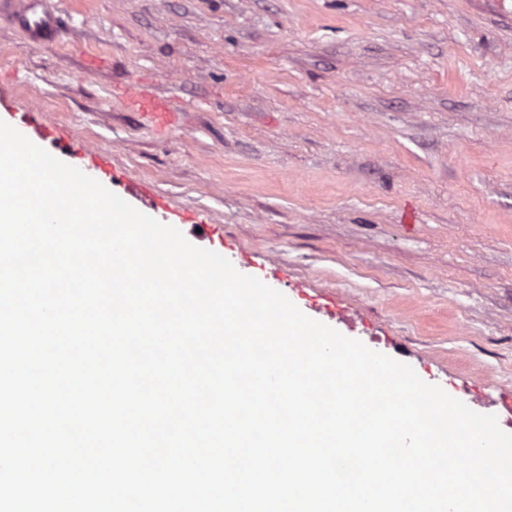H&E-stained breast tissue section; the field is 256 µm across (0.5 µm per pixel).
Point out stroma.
Wrapping results in <instances>:
<instances>
[{
  "label": "stroma",
  "instance_id": "obj_1",
  "mask_svg": "<svg viewBox=\"0 0 512 512\" xmlns=\"http://www.w3.org/2000/svg\"><path fill=\"white\" fill-rule=\"evenodd\" d=\"M0 96L302 313L472 410L512 397V0H69ZM138 82L171 98L157 129ZM208 224L200 237L195 224ZM354 313L353 326L337 311ZM127 101L131 106L148 114L161 127L168 125L177 112L168 103L155 99L142 85L128 94Z\"/></svg>",
  "mask_w": 512,
  "mask_h": 512
}]
</instances>
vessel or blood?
<instances>
[{
    "label": "vessel or blood",
    "mask_w": 512,
    "mask_h": 512,
    "mask_svg": "<svg viewBox=\"0 0 512 512\" xmlns=\"http://www.w3.org/2000/svg\"><path fill=\"white\" fill-rule=\"evenodd\" d=\"M68 19L65 0H0V21L21 31L29 42L36 45L61 41ZM127 101L161 127L168 125L175 113L168 103L155 99L141 85L128 94Z\"/></svg>",
    "instance_id": "1"
}]
</instances>
